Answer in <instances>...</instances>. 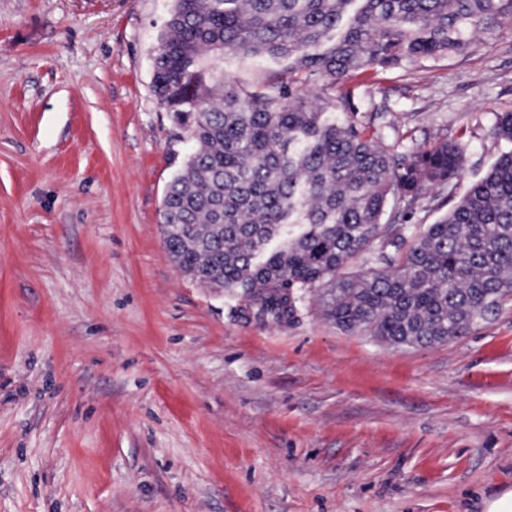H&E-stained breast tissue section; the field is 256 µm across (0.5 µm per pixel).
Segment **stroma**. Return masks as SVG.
Instances as JSON below:
<instances>
[{
    "instance_id": "stroma-1",
    "label": "stroma",
    "mask_w": 512,
    "mask_h": 512,
    "mask_svg": "<svg viewBox=\"0 0 512 512\" xmlns=\"http://www.w3.org/2000/svg\"><path fill=\"white\" fill-rule=\"evenodd\" d=\"M173 0H0V512H483L512 489V304L430 347L346 334L304 294L260 321L183 275L161 233L188 142L153 88ZM263 88L281 63L224 55ZM400 153L464 172L397 226L413 242L483 177L512 112L494 40L336 85Z\"/></svg>"
}]
</instances>
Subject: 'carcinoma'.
I'll list each match as a JSON object with an SVG mask.
<instances>
[{
	"instance_id": "obj_1",
	"label": "carcinoma",
	"mask_w": 512,
	"mask_h": 512,
	"mask_svg": "<svg viewBox=\"0 0 512 512\" xmlns=\"http://www.w3.org/2000/svg\"><path fill=\"white\" fill-rule=\"evenodd\" d=\"M512 0H176L154 52L159 102L194 146L171 181L162 232L177 268L208 288L240 289L254 317L286 323L315 293L345 333L433 346L473 332L512 300V112L507 148L442 219L397 256L390 201L412 206L461 175L462 145L437 138L398 158L368 135L384 118L340 120L292 92L303 71L334 85L357 67L399 65L496 37ZM288 62L247 91L224 52ZM368 255V270H350Z\"/></svg>"
}]
</instances>
